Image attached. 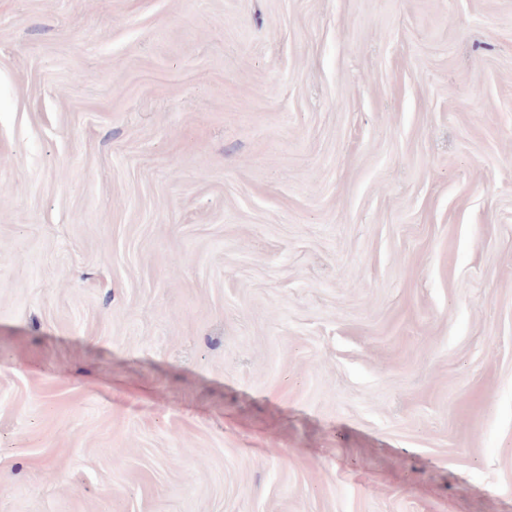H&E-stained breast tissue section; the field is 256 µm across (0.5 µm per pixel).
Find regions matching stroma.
<instances>
[{"instance_id":"35a3bbf8","label":"stroma","mask_w":512,"mask_h":512,"mask_svg":"<svg viewBox=\"0 0 512 512\" xmlns=\"http://www.w3.org/2000/svg\"><path fill=\"white\" fill-rule=\"evenodd\" d=\"M0 512H512V0H0Z\"/></svg>"}]
</instances>
